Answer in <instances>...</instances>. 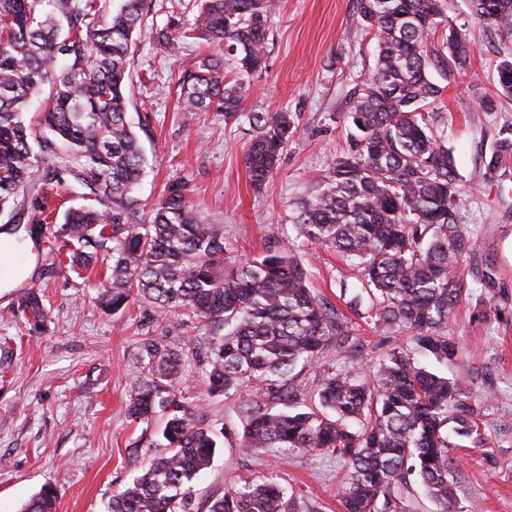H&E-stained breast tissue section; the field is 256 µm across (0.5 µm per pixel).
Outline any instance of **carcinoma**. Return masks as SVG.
<instances>
[{
  "instance_id": "1",
  "label": "carcinoma",
  "mask_w": 512,
  "mask_h": 512,
  "mask_svg": "<svg viewBox=\"0 0 512 512\" xmlns=\"http://www.w3.org/2000/svg\"><path fill=\"white\" fill-rule=\"evenodd\" d=\"M469 14L512 35V0H467ZM362 30L376 43L374 66L350 108L349 148L331 162L317 190L299 204L295 224L308 241L331 247L361 269L350 311L376 332L401 341L373 372L358 365L328 373L317 404L303 406L295 368L329 343L353 360L362 350L349 318L309 286L305 263L288 247L232 261L224 235L203 222L187 181H170L150 213L135 188L148 161L127 116L130 61L144 0L116 12L102 0H0V211L38 241L47 223V190L70 175L95 203L66 208L51 231L59 266L82 275L109 260L99 282L100 308L118 314L144 299L159 312L186 310L214 329L208 382L226 394L253 381L260 388L243 411L241 447L300 449L345 462L337 494L346 512H382L411 491L415 477L439 512H455L448 476L458 441L480 442L468 390L418 362L461 359L449 333L451 313L468 295L453 275L475 241L460 224L462 188L454 157L431 106L442 87L470 64L471 40L444 11L443 0H355ZM448 28L441 41L437 31ZM195 37L224 46L180 81L184 103L215 109L224 121L246 119L243 162L259 189L277 169L296 132L288 112H245L246 78L266 68L265 0H202ZM189 33L169 27L155 36L173 55ZM486 112L512 99V53L494 64ZM46 103L37 122L25 118ZM512 159V135L498 138L486 169ZM48 316L38 288L21 292L6 319L31 333ZM147 374L126 406L136 421L167 413L165 445L142 475L116 491L108 512H174L192 498V482L210 463L216 435L181 400L182 356L148 336ZM56 490L42 487L23 512H55ZM208 512H296L272 477L243 480L211 498Z\"/></svg>"
}]
</instances>
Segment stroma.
Returning <instances> with one entry per match:
<instances>
[{
	"instance_id": "1",
	"label": "stroma",
	"mask_w": 512,
	"mask_h": 512,
	"mask_svg": "<svg viewBox=\"0 0 512 512\" xmlns=\"http://www.w3.org/2000/svg\"><path fill=\"white\" fill-rule=\"evenodd\" d=\"M198 0H145L142 33L131 60L128 116L150 115L141 137L149 168L137 196L152 206L166 183L189 181L191 198L207 223L224 233L227 255L256 257L293 246L309 268L314 292L339 304L340 290L358 288L359 271L335 251L301 238L293 204L311 193L333 158L349 145V110L361 77L373 65L353 0H267L272 33L266 69L250 77L249 112H290L297 132L278 169L254 189L242 161L249 125L225 123L220 112L188 111L178 80L219 46L187 39L179 55L159 52L154 38L171 20L190 28ZM446 12L465 25L475 53L466 73L446 86L435 104L463 188L461 223L477 248L458 271L471 291L449 319L462 359L449 378L470 390L481 443L455 448L452 479L459 506L512 512V168L488 180L485 158L503 129L512 127V102L498 111L479 106L494 87L493 63L512 50V37L470 17L466 0H448ZM20 288L0 289V312L19 289L38 287L49 311L44 332L28 335L0 320V512H21L42 486L58 491L57 512H106L112 494L140 475L161 442L163 416L134 422L125 404L143 371L140 341L165 338L183 353L185 404L220 429L221 446L194 483L189 512H205L212 497L243 479L277 475L295 494L298 512H344L336 495L342 460L240 445L247 392L214 396L206 370L210 336L185 313L162 314L140 300L108 315L95 302L105 265L88 279L30 259Z\"/></svg>"
}]
</instances>
